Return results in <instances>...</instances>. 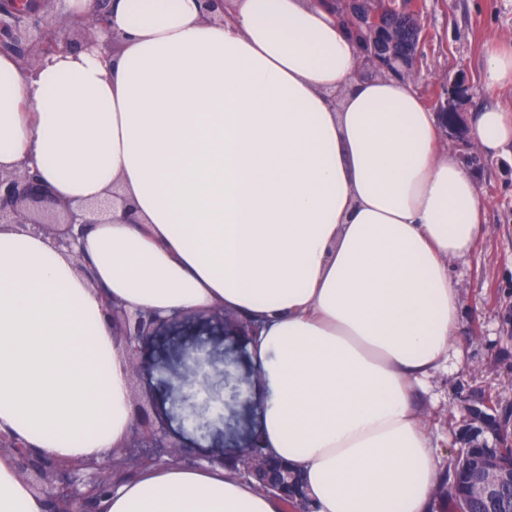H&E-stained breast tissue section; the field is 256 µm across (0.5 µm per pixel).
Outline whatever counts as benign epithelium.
I'll list each match as a JSON object with an SVG mask.
<instances>
[{"instance_id":"7a95c632","label":"benign epithelium","mask_w":512,"mask_h":512,"mask_svg":"<svg viewBox=\"0 0 512 512\" xmlns=\"http://www.w3.org/2000/svg\"><path fill=\"white\" fill-rule=\"evenodd\" d=\"M227 2L202 0L206 19H224L228 10ZM111 4L112 0H94L93 11L77 20L75 39L68 33L55 30L32 33V29L39 28V20L28 11L26 15L32 17V21L27 26L0 24V51L13 55L23 63L34 60V64L27 67L29 71L62 49L93 48L107 58L120 44V38L115 34L110 38H101L109 27ZM359 4L360 0L346 2V20L376 31L383 12V0H378L380 7L364 20L358 18L355 9ZM463 93L464 84L453 81L447 98L439 104L440 113L448 114L451 103L459 100ZM113 211L114 201L109 199L95 207L61 200L34 168L0 171V224H21L35 233L42 232L51 237L55 248L66 250L87 276L90 272L81 264V254L77 252L78 239L84 226L100 223L103 216ZM105 315L125 338L129 349V367L133 374L141 372L143 359L159 334L179 319L177 315L163 318L149 311H130L111 301L106 302ZM200 316L223 325L225 330H231L234 335L245 339L254 330L253 325L222 308L202 312ZM181 357L182 369L168 381L171 394L176 396L174 404L182 410L178 428H173L167 413L155 406L149 410L139 409L125 448L102 461H58L35 454L16 438L0 435V448L12 449L18 456L20 475L36 490L48 494L50 512H99L97 491L113 484L116 467L134 470L144 462L159 464L177 461L188 453V449L195 447L192 435L203 438L215 425L224 422V408L238 401L242 395L230 363H223L222 385L217 387L211 382L213 363L204 341L192 343ZM465 422L471 437L486 429L483 417L475 407L466 410ZM238 458L245 461L241 469L244 477L287 501L298 502L299 507L289 512H306L298 474L287 466L277 471L267 467L258 433L250 435ZM468 465L473 475L471 495L475 498L493 500L501 486L512 484V465L506 466L492 455L470 458Z\"/></svg>"}]
</instances>
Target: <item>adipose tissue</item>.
I'll list each match as a JSON object with an SVG mask.
<instances>
[{"label":"adipose tissue","mask_w":512,"mask_h":512,"mask_svg":"<svg viewBox=\"0 0 512 512\" xmlns=\"http://www.w3.org/2000/svg\"><path fill=\"white\" fill-rule=\"evenodd\" d=\"M122 49L0 54V170L34 161L64 200L112 182L137 221L90 224L95 278L47 236L0 224V433L62 460L125 446L126 345L106 300L162 316L224 308L254 323L259 434L303 475L311 512H433L442 472L418 388L467 341L451 265L483 232L477 183L440 152L413 85L361 79L319 0H112ZM468 135L512 144L494 103ZM0 452V512H48ZM101 512H280L220 464L116 484Z\"/></svg>","instance_id":"1"}]
</instances>
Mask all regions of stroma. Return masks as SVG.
Here are the masks:
<instances>
[{"label": "stroma", "instance_id": "35a3bbf8", "mask_svg": "<svg viewBox=\"0 0 512 512\" xmlns=\"http://www.w3.org/2000/svg\"><path fill=\"white\" fill-rule=\"evenodd\" d=\"M427 39L423 60L411 82L422 101L433 105L454 79H462L468 96L461 108L473 114L486 101L512 113V87L489 92L482 65L486 45L498 40L512 46V0H419ZM484 208V230L473 258L454 262L462 310L460 333L469 338L464 364L455 374L438 371L421 397L425 420L440 459L459 448L457 423L464 398L479 395L512 405V146L499 157L483 161L475 173ZM209 340L215 355L231 362L235 376L248 388L246 399L224 412V422L201 439L193 456H237L247 434L260 424V400L253 391L255 368L246 343L221 329L190 317L175 335L163 337L150 352L151 364L168 370L180 367L183 348L196 337Z\"/></svg>", "mask_w": 512, "mask_h": 512}]
</instances>
